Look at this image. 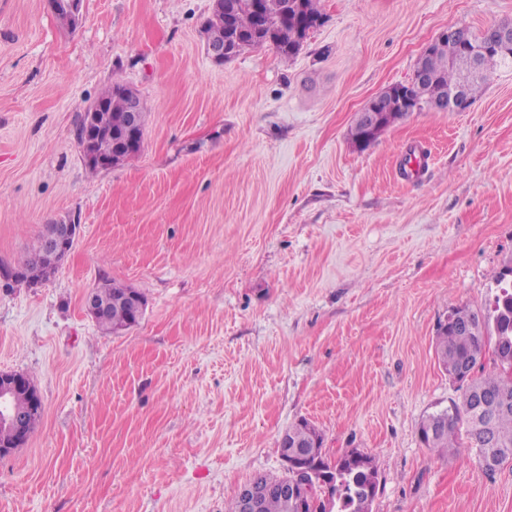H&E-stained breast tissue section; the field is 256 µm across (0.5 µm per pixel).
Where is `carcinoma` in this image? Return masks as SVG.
Returning a JSON list of instances; mask_svg holds the SVG:
<instances>
[{
    "label": "carcinoma",
    "instance_id": "1",
    "mask_svg": "<svg viewBox=\"0 0 512 512\" xmlns=\"http://www.w3.org/2000/svg\"><path fill=\"white\" fill-rule=\"evenodd\" d=\"M319 3L320 0H219L204 25L207 44L222 46L233 57L246 49L272 45L282 56L289 58L301 50L308 32L321 23ZM451 54L453 51L449 50L427 57L425 67L431 80L415 85L409 89L410 94L427 103L440 91H450L462 85L467 97L474 99L485 78L474 77L464 65L449 61ZM131 94L133 91L129 87L115 82L98 98V101L107 103L109 111L85 113L80 137H85L89 120L95 119L97 136L94 147L98 154L112 153L111 129L126 111ZM382 112L386 128L408 115L388 94L382 98ZM45 249V236L42 235L12 272L15 282L32 286L49 278L54 268L41 261ZM510 275L511 266L499 273L497 282L504 283V286L498 288L485 311L468 306L454 308L448 317L455 322L440 326L436 354L443 369L452 376L460 373L461 366L470 362L472 368L481 370V373H461L457 379L463 390L461 406L454 405L426 416L418 428L419 437L426 446L447 453L458 451L460 434H465L466 447L475 450L478 464L488 473L497 471L506 461H512V405L504 409L488 401L477 407L472 404V398L476 390L489 393L506 391L512 395V375L506 374L512 363V281L505 282ZM103 285L105 300L110 306L108 314L98 321L99 327L113 334L136 325L140 316L120 302L131 288L108 280ZM489 346L494 348V359L492 370L487 372L478 362V356ZM15 408L26 417V431H34L40 417L31 415L30 400L23 395L18 396ZM479 424L488 427L496 436L498 447L494 450L482 448L475 439L474 429ZM285 435L311 448L299 460L298 467L307 481L323 488L318 497L307 505L305 512H368L372 498L366 495L364 486L377 480V466L371 456L354 451L334 461L325 459L322 436L306 420L289 428ZM294 478L295 472L291 468L281 476L255 477L253 483L265 490L258 512H297L282 492Z\"/></svg>",
    "mask_w": 512,
    "mask_h": 512
}]
</instances>
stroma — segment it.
I'll use <instances>...</instances> for the list:
<instances>
[{"label": "stroma", "instance_id": "35a3bbf8", "mask_svg": "<svg viewBox=\"0 0 512 512\" xmlns=\"http://www.w3.org/2000/svg\"><path fill=\"white\" fill-rule=\"evenodd\" d=\"M212 8L82 0L70 27L48 0H0V270L79 227L47 281L0 286V372L43 403L0 457V512H224L283 473L302 420L327 458H374L372 512H512V463L489 474L418 434L462 401L440 324L512 266V65L465 111L350 140L439 32L512 21V0H321L294 57L220 64ZM115 82L145 107L143 147L93 171L78 129ZM106 280L147 299L119 335L83 304ZM75 235L72 224H55L47 232V241L51 260L62 261L69 253L68 245Z\"/></svg>", "mask_w": 512, "mask_h": 512}]
</instances>
